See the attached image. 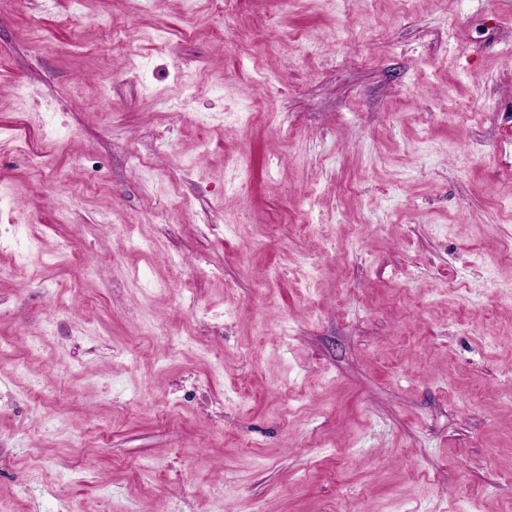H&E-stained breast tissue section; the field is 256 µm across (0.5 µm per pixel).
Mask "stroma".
Returning a JSON list of instances; mask_svg holds the SVG:
<instances>
[{
  "label": "stroma",
  "instance_id": "obj_1",
  "mask_svg": "<svg viewBox=\"0 0 512 512\" xmlns=\"http://www.w3.org/2000/svg\"><path fill=\"white\" fill-rule=\"evenodd\" d=\"M510 243L497 0H0V512H512Z\"/></svg>",
  "mask_w": 512,
  "mask_h": 512
}]
</instances>
